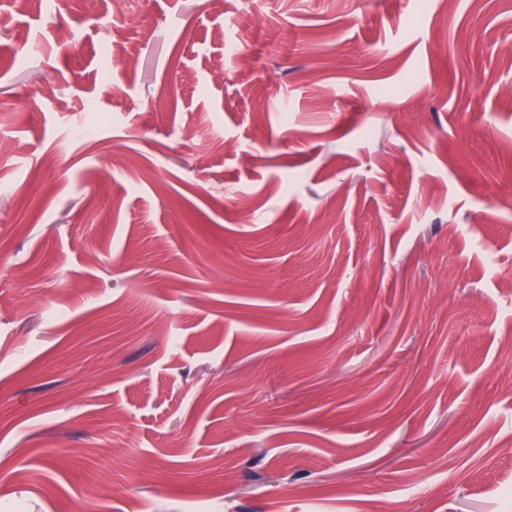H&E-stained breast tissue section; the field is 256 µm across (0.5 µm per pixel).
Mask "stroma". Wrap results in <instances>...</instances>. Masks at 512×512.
<instances>
[{
    "instance_id": "1",
    "label": "stroma",
    "mask_w": 512,
    "mask_h": 512,
    "mask_svg": "<svg viewBox=\"0 0 512 512\" xmlns=\"http://www.w3.org/2000/svg\"><path fill=\"white\" fill-rule=\"evenodd\" d=\"M511 366L512 0H0V512H512Z\"/></svg>"
}]
</instances>
